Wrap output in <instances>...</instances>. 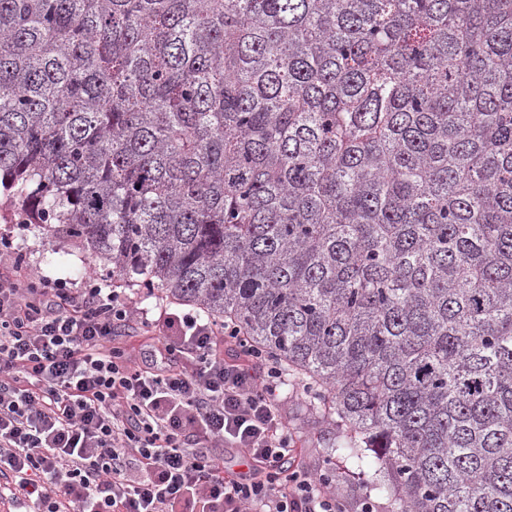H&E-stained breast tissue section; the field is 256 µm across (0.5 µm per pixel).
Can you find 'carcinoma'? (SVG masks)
Wrapping results in <instances>:
<instances>
[{"instance_id": "obj_1", "label": "carcinoma", "mask_w": 512, "mask_h": 512, "mask_svg": "<svg viewBox=\"0 0 512 512\" xmlns=\"http://www.w3.org/2000/svg\"><path fill=\"white\" fill-rule=\"evenodd\" d=\"M0 186L391 512H512V0H0Z\"/></svg>"}]
</instances>
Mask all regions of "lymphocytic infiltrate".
I'll return each instance as SVG.
<instances>
[{"instance_id":"lymphocytic-infiltrate-1","label":"lymphocytic infiltrate","mask_w":512,"mask_h":512,"mask_svg":"<svg viewBox=\"0 0 512 512\" xmlns=\"http://www.w3.org/2000/svg\"><path fill=\"white\" fill-rule=\"evenodd\" d=\"M133 323L152 342L141 360L112 343ZM281 387L277 360L227 322L149 316L95 276L0 278V498L37 512H351L335 472L297 459Z\"/></svg>"}]
</instances>
